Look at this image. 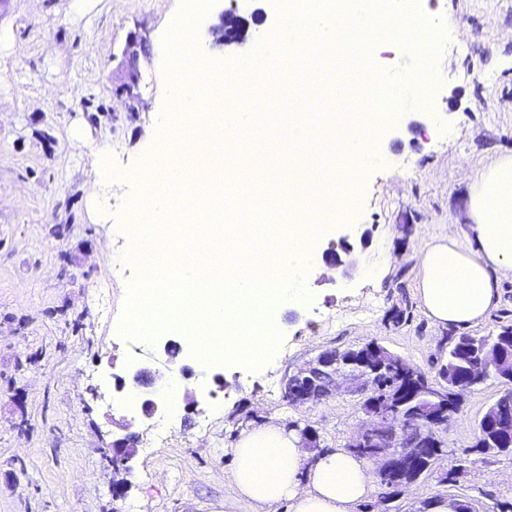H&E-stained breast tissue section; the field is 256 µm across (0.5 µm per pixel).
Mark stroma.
<instances>
[{
  "instance_id": "stroma-1",
  "label": "stroma",
  "mask_w": 512,
  "mask_h": 512,
  "mask_svg": "<svg viewBox=\"0 0 512 512\" xmlns=\"http://www.w3.org/2000/svg\"><path fill=\"white\" fill-rule=\"evenodd\" d=\"M183 0H0V512H224L241 433L270 423L311 426L310 457L346 447L365 424L360 400L336 395L296 405L289 375L326 350L378 340L438 378L450 337L512 327V278L478 326L440 327L415 292L416 254L429 235L465 221L476 171L512 154V0H418L443 29L439 85L426 108H405L383 130L378 161L360 183L359 208L315 241L348 237L369 266L358 278L323 265L303 278L309 300L279 311L280 340L257 368L203 363L178 337L179 390L167 440L147 447L154 422L127 408L115 375L162 370L166 336L121 330L128 284L122 208L134 169L163 134L169 86L157 50ZM259 12L247 39L227 46L213 30L227 7ZM280 18L272 0H214L200 20V55L223 63L255 50ZM112 145L118 181L98 179L95 150ZM506 388L495 377L467 391L436 428L443 454L410 492L382 505L374 485L358 512H419L424 501L467 499L476 512L512 503V454L471 453L475 426ZM133 432L128 492L111 444ZM469 463L456 483L444 475Z\"/></svg>"
}]
</instances>
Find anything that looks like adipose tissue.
Returning a JSON list of instances; mask_svg holds the SVG:
<instances>
[{
    "label": "adipose tissue",
    "mask_w": 512,
    "mask_h": 512,
    "mask_svg": "<svg viewBox=\"0 0 512 512\" xmlns=\"http://www.w3.org/2000/svg\"><path fill=\"white\" fill-rule=\"evenodd\" d=\"M466 216L418 253L419 302L443 327L482 322L512 277V155L474 175ZM230 479L236 502L254 512L283 502L290 512H357L373 489L366 460L339 449L307 464L299 437L274 424L242 433Z\"/></svg>",
    "instance_id": "ef3b65f1"
}]
</instances>
